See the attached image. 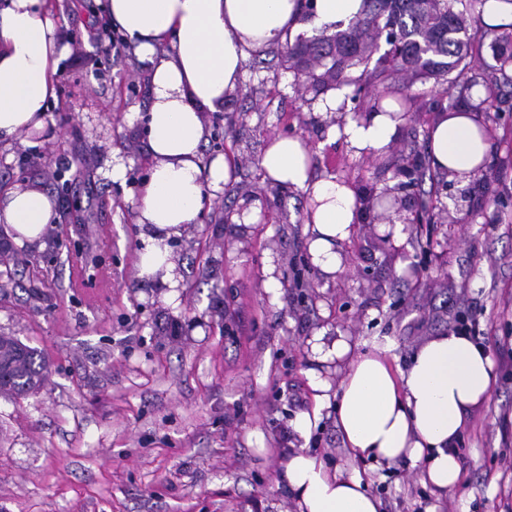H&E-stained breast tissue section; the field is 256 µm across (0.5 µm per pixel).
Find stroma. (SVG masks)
Instances as JSON below:
<instances>
[{
  "instance_id": "1",
  "label": "stroma",
  "mask_w": 512,
  "mask_h": 512,
  "mask_svg": "<svg viewBox=\"0 0 512 512\" xmlns=\"http://www.w3.org/2000/svg\"><path fill=\"white\" fill-rule=\"evenodd\" d=\"M60 39L46 126L0 140V196L17 186L45 192L56 218L41 242L10 244L17 265L0 288V333L49 360V381L20 401L0 398V512H297L280 461L297 449L329 468L353 465L327 409L309 436L297 418L314 407L305 343L318 331L355 350L391 344L406 369L428 338L458 316L477 317L490 354L512 350V88L481 114L487 163L477 182L411 183L430 196L431 223L380 242L397 213L361 216L338 247L335 276L266 292L267 268L293 269L309 247L305 193L277 190L260 162L279 136L305 140L313 178L335 177L356 192L397 186L396 160L427 151L436 111L475 108L476 98L405 89L408 114L381 153L357 157L328 136L335 121L372 111L378 90L345 87V106L324 109L274 54L248 51L224 103L205 111L201 159L233 158L235 174L198 224L170 240L183 280L139 278L137 204L151 158L141 116L151 104L150 63L132 47L112 57L105 0H50ZM125 164L123 179L112 168ZM83 225L66 239L63 211ZM243 211L245 227L222 223ZM487 403L458 442L462 477L435 499L419 467L370 470L383 512H512V360L496 366Z\"/></svg>"
}]
</instances>
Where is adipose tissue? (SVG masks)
I'll use <instances>...</instances> for the list:
<instances>
[{
  "label": "adipose tissue",
  "instance_id": "obj_1",
  "mask_svg": "<svg viewBox=\"0 0 512 512\" xmlns=\"http://www.w3.org/2000/svg\"><path fill=\"white\" fill-rule=\"evenodd\" d=\"M108 19L127 41L154 60L152 103L143 118L154 164L143 188L138 223L143 248L140 278L177 287L182 274L168 240L195 224L231 177L229 161L203 168V112L221 105L242 73L246 48L282 40L299 12L297 0H109ZM66 52L46 0H7L0 8V138L43 129ZM398 120L372 112L346 119L337 135L355 153L379 151L397 136ZM433 169L476 175L488 159L489 142L474 112L437 114L429 128ZM310 148L297 137L272 141L261 166L275 182L318 201L310 228L314 263L327 274L339 268L336 245L358 220L353 188L334 179H312ZM54 220L50 198L17 187L0 199V224L14 243L39 242ZM316 362L342 363L338 383L309 370L315 407L295 432L309 438L324 409L335 408L336 426L353 460L390 467L408 460L444 496L461 478L455 446L468 415L489 398L496 380L490 353L470 338L448 331L431 337L406 370L394 371L382 348L352 354L341 339L316 338ZM281 476L299 512H382L359 471L330 470L316 456L296 451L281 462Z\"/></svg>",
  "mask_w": 512,
  "mask_h": 512
}]
</instances>
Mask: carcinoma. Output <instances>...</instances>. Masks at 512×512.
<instances>
[{"label":"carcinoma","mask_w":512,"mask_h":512,"mask_svg":"<svg viewBox=\"0 0 512 512\" xmlns=\"http://www.w3.org/2000/svg\"><path fill=\"white\" fill-rule=\"evenodd\" d=\"M474 0H362L358 17L343 29L286 34L274 53L315 93L343 85H372L388 97L400 86L431 81L443 93L464 95L482 86L477 109L490 111L502 88L512 86V43L492 45L497 65L469 74L468 59L482 47L491 27L471 12ZM410 167L434 179L427 156L416 153ZM44 355L14 336L0 333V397L15 401L44 388Z\"/></svg>","instance_id":"cac0c4a2"}]
</instances>
